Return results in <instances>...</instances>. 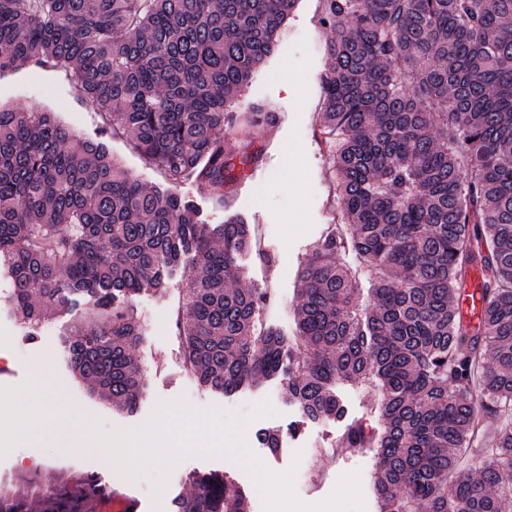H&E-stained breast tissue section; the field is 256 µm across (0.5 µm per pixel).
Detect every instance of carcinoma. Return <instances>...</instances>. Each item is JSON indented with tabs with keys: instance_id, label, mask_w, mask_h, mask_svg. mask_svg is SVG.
<instances>
[{
	"instance_id": "obj_1",
	"label": "carcinoma",
	"mask_w": 512,
	"mask_h": 512,
	"mask_svg": "<svg viewBox=\"0 0 512 512\" xmlns=\"http://www.w3.org/2000/svg\"><path fill=\"white\" fill-rule=\"evenodd\" d=\"M298 0H0V72L63 70L75 90L160 167L149 189L102 140L51 113L0 109V268L29 336L85 298L105 322L69 343L76 376L126 411L145 380L142 338L116 304L165 287L192 255L179 313L190 370L228 394L271 377L309 419L345 414L336 386L379 392L380 429L348 426L345 448H375L382 512L512 507V0H323L328 69L322 127L342 223L299 275L297 339L260 321L266 291L231 283L250 225L207 224L178 191L242 184L277 116L237 96L276 46ZM245 127L240 152L219 132ZM485 300L465 323L461 284ZM506 415L491 458L459 454ZM257 440L276 450L282 434ZM174 512H250L229 474L192 478ZM110 487L59 476L38 509L0 489V512H99Z\"/></svg>"
}]
</instances>
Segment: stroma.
Wrapping results in <instances>:
<instances>
[{"label": "stroma", "instance_id": "stroma-1", "mask_svg": "<svg viewBox=\"0 0 512 512\" xmlns=\"http://www.w3.org/2000/svg\"><path fill=\"white\" fill-rule=\"evenodd\" d=\"M322 0H300L278 39L267 64L255 73L240 96V111L260 103L276 113L277 122L265 133V151L256 167L254 185L240 187L231 207L201 192L193 180H185L180 192L192 198L209 223H223L229 214L243 216L264 239L255 250L242 253L236 263L247 277L269 289L271 298L263 308L265 322L286 335L295 333L298 302V272L311 257L315 245L331 225L341 219L330 188V171L321 128L322 89L320 78L329 65L325 50L326 33L318 19ZM0 105L35 106L56 112L67 127L88 139L102 137L105 116L88 100L79 99L64 73L24 66L0 74ZM113 156L149 186H165L162 170L147 163L133 148L129 136L106 139ZM193 265L185 259L170 277L164 292L146 291L136 296L132 306L143 326V336L134 358L145 374L146 394L135 411L127 413L92 394L70 368L67 339L90 330L92 307L79 304L45 320L35 337H28L25 325L9 314L12 281L0 271V388H17L37 380L56 383L57 404L77 409L83 431L94 425L104 430L131 429L145 424L158 404L182 408H213L222 415H246L262 402H270L272 415L249 422L245 441L272 472L295 469L294 493L303 504L323 502L346 474L359 476L365 512H380L374 488V454L365 448L352 451L341 447L346 425L362 421L376 425L370 410L376 392L349 384L336 392L348 410L345 420L302 417L288 402L280 378L265 380L255 388L223 395L202 387L187 369L181 349L177 313L182 292ZM295 428L286 435L278 452H271L254 439L260 429ZM36 456L41 468L58 475L79 478L85 474L102 476L106 483L131 492L143 512H171L178 496L188 493V479L195 474L231 471L247 492L251 512H264V503L246 463H234L223 454L171 455L167 470L150 467L135 480H125L114 464L96 448H77L59 454L51 442L20 438L0 458V488L14 486L23 476L21 458Z\"/></svg>", "mask_w": 512, "mask_h": 512}]
</instances>
